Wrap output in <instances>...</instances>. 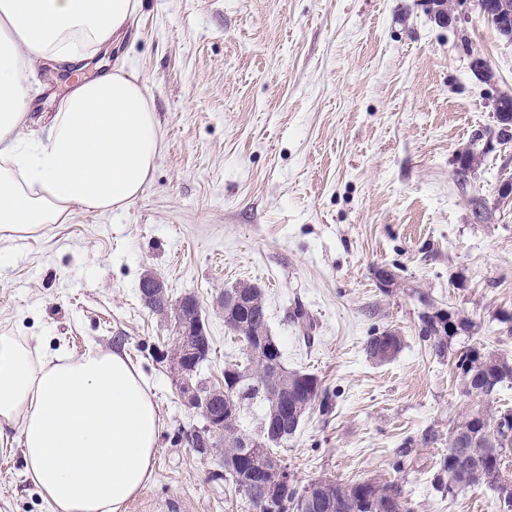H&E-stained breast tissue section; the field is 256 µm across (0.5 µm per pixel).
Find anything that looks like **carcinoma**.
I'll use <instances>...</instances> for the list:
<instances>
[{
	"instance_id": "carcinoma-1",
	"label": "carcinoma",
	"mask_w": 512,
	"mask_h": 512,
	"mask_svg": "<svg viewBox=\"0 0 512 512\" xmlns=\"http://www.w3.org/2000/svg\"><path fill=\"white\" fill-rule=\"evenodd\" d=\"M497 127L487 126L472 132L465 151L460 153L465 165L455 170V179L459 189L466 190L469 175L480 153L487 151L486 141H500ZM251 306L247 309L224 306V324L244 328L237 337L247 341L254 333L267 332L265 303L262 292L256 287L250 292ZM473 325L458 319L450 313L440 310L422 318L420 336L429 343L436 355L448 352V344L453 337L468 333ZM267 357L253 351L248 352L247 362L236 364L240 373H248L254 380L262 379L266 371ZM456 368L462 370L465 394L469 397L489 400L496 395L498 388L512 379V363L483 352L472 346L456 360ZM310 375L297 371L288 372V382L293 387L288 399V415L284 417V428L288 437L298 432L304 417L313 409L324 415L331 410L330 395L321 386L308 385ZM495 428L498 437L491 442L480 441L474 448L456 449L455 434L467 429L479 434L483 429ZM512 446V409H504L493 414L472 412L448 430V453L443 457L440 472L435 478L438 488L453 492L449 482L455 481L465 486L486 482L497 488L504 497V506L512 508V481L502 478V452ZM277 455V447L263 448L246 458L239 474L250 478V474H260L268 460ZM320 504L316 512H411L407 506L402 486L394 481L378 482L366 480L355 484H344L334 480H318ZM302 494L296 489L280 486L273 491L275 512H295L299 509Z\"/></svg>"
}]
</instances>
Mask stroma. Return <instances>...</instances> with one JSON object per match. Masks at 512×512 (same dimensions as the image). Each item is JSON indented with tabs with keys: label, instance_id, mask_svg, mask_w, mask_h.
<instances>
[{
	"label": "stroma",
	"instance_id": "35a3bbf8",
	"mask_svg": "<svg viewBox=\"0 0 512 512\" xmlns=\"http://www.w3.org/2000/svg\"><path fill=\"white\" fill-rule=\"evenodd\" d=\"M431 0H142L108 57L143 81L163 134L150 181L127 207L76 210L67 223L0 241V333L80 356L116 350L136 364L163 420L152 480L124 512H256L224 478L221 451L182 440L202 419L179 393L167 354L173 317L148 310L151 272L170 302L195 296L212 341L198 377L224 383L243 344L224 324L225 290L263 292L288 368L332 397L278 455L296 488L398 481L411 512H507L481 483L438 491L435 476L459 415L512 408V380L489 400L465 396L455 361L480 346L512 362V206L477 219L512 174V143L477 160L459 190L453 160L493 102L512 95V41L477 13L435 22ZM485 58L477 77L471 55ZM66 74L40 68L37 127ZM386 267L394 284L376 278ZM303 307L311 322L294 321ZM473 323L440 357L419 337L422 314ZM401 338L370 359L374 332ZM403 471H396L397 459ZM25 475L18 432L0 442V512H48Z\"/></svg>",
	"mask_w": 512,
	"mask_h": 512
}]
</instances>
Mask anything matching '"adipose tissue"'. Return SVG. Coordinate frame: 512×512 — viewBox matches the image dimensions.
Wrapping results in <instances>:
<instances>
[{"label": "adipose tissue", "mask_w": 512, "mask_h": 512, "mask_svg": "<svg viewBox=\"0 0 512 512\" xmlns=\"http://www.w3.org/2000/svg\"><path fill=\"white\" fill-rule=\"evenodd\" d=\"M140 0H0V240L63 224L75 209L126 207L160 152L141 79L123 67L86 78L116 45ZM76 73L42 132L30 131L31 75ZM163 426L132 362L78 358L0 334V440L18 432L27 477L52 512H123L151 479Z\"/></svg>", "instance_id": "1"}]
</instances>
